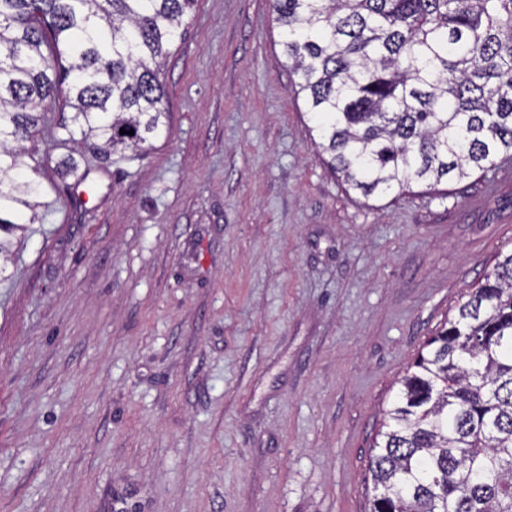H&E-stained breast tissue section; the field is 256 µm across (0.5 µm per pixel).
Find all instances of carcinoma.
<instances>
[{
    "label": "carcinoma",
    "mask_w": 512,
    "mask_h": 512,
    "mask_svg": "<svg viewBox=\"0 0 512 512\" xmlns=\"http://www.w3.org/2000/svg\"><path fill=\"white\" fill-rule=\"evenodd\" d=\"M194 0H0V278L41 221L34 143L106 157L167 127L161 70ZM329 168L368 197L512 159V0H273ZM125 133H120V130ZM134 134H128V131ZM371 448L370 512H512V252L430 337Z\"/></svg>",
    "instance_id": "cac0c4a2"
}]
</instances>
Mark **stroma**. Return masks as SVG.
<instances>
[{
  "instance_id": "1",
  "label": "stroma",
  "mask_w": 512,
  "mask_h": 512,
  "mask_svg": "<svg viewBox=\"0 0 512 512\" xmlns=\"http://www.w3.org/2000/svg\"><path fill=\"white\" fill-rule=\"evenodd\" d=\"M281 41L271 0H196L151 149L40 133L50 208L0 283V512H367L400 379L512 250V162L349 189Z\"/></svg>"
}]
</instances>
